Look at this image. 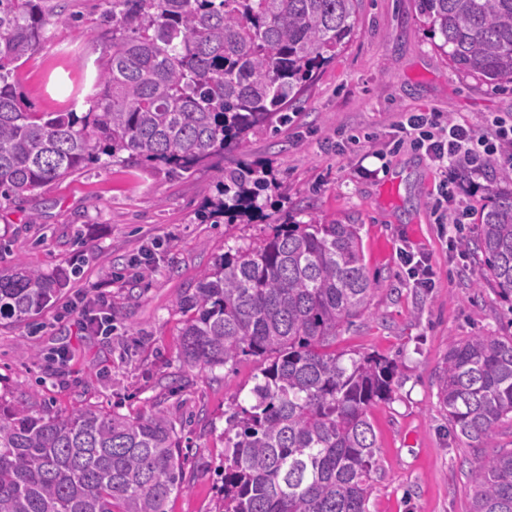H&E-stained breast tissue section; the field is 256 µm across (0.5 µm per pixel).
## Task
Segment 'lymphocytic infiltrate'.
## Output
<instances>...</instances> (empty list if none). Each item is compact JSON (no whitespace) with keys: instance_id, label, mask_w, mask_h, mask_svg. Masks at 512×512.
<instances>
[{"instance_id":"lymphocytic-infiltrate-1","label":"lymphocytic infiltrate","mask_w":512,"mask_h":512,"mask_svg":"<svg viewBox=\"0 0 512 512\" xmlns=\"http://www.w3.org/2000/svg\"><path fill=\"white\" fill-rule=\"evenodd\" d=\"M400 140L425 151L443 175L440 182L439 223L448 227V247L462 240L467 210L456 205L466 178L479 175L490 165L512 172V118H494L484 130L445 119L440 112H415L397 124Z\"/></svg>"}]
</instances>
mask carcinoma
<instances>
[{
  "mask_svg": "<svg viewBox=\"0 0 512 512\" xmlns=\"http://www.w3.org/2000/svg\"><path fill=\"white\" fill-rule=\"evenodd\" d=\"M109 44L88 111L33 112L17 72L50 28L74 22L50 0H0V204L122 154L183 175L288 121L304 86L354 37L360 0H106ZM451 64L512 83V0H416ZM277 188L262 166L218 168L204 221L252 222ZM475 284L512 295V192L493 195ZM79 269L0 273V322L53 304ZM373 283L360 225L312 216L231 248L180 306L185 364L203 372L255 356L249 406L226 418L221 512H366L377 439L369 406L392 392L393 362L346 356L336 336ZM460 439L490 448L512 421V336L450 340L437 378ZM181 439L161 409L33 416L0 405V512H167L186 489ZM469 512H512V449L475 456Z\"/></svg>",
  "mask_w": 512,
  "mask_h": 512,
  "instance_id": "obj_1",
  "label": "carcinoma"
}]
</instances>
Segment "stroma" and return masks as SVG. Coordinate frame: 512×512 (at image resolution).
<instances>
[{"mask_svg":"<svg viewBox=\"0 0 512 512\" xmlns=\"http://www.w3.org/2000/svg\"><path fill=\"white\" fill-rule=\"evenodd\" d=\"M76 24L53 28L45 47L18 71L38 112L54 111L72 83L91 90L103 42V0H69ZM357 34L306 86L285 125L250 136L225 162L270 167L279 189L264 217L249 224H204L216 172L177 178L135 160L96 164L0 207V271L17 264L81 274L60 300L33 319L0 325V402L32 415L86 409L137 415L164 409L187 457V492L168 512H218L217 469L224 461L232 403L249 404L258 359L204 373L183 362L179 301L200 271L228 249L257 243L286 218L360 225L365 263L376 286L367 310L336 338V348L371 353L395 366L392 393L368 417L379 452L366 512H469L476 451L456 438L437 397L449 339L512 335V297L477 282V257L449 251L435 222L441 175L424 152L387 145L409 112L438 111L483 129L512 115V84L493 86L456 70L419 22L415 0H362ZM512 191V175L477 176L461 206L467 237L491 189ZM39 223H27L31 212ZM427 255L435 285L414 286L401 248ZM105 294L110 335L83 332V296Z\"/></svg>","mask_w":512,"mask_h":512,"instance_id":"35a3bbf8","label":"stroma"}]
</instances>
